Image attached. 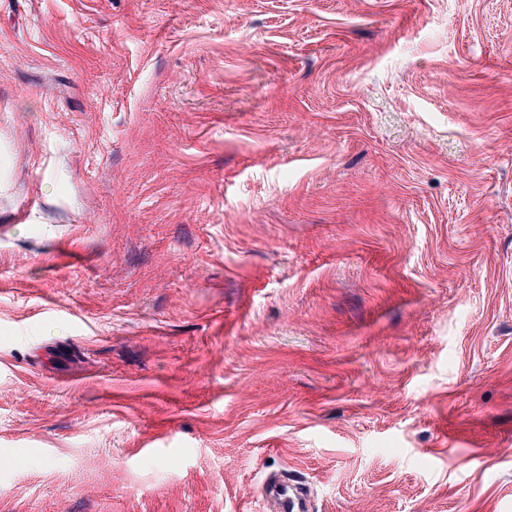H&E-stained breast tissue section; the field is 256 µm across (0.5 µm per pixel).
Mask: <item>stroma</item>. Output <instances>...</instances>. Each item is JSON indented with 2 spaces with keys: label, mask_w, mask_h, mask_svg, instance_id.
I'll return each mask as SVG.
<instances>
[{
  "label": "stroma",
  "mask_w": 512,
  "mask_h": 512,
  "mask_svg": "<svg viewBox=\"0 0 512 512\" xmlns=\"http://www.w3.org/2000/svg\"><path fill=\"white\" fill-rule=\"evenodd\" d=\"M0 512H512V0H0ZM267 487L266 498L272 500L276 512H305L307 501L300 487L289 483L288 480L276 476H268L265 480Z\"/></svg>",
  "instance_id": "stroma-1"
}]
</instances>
